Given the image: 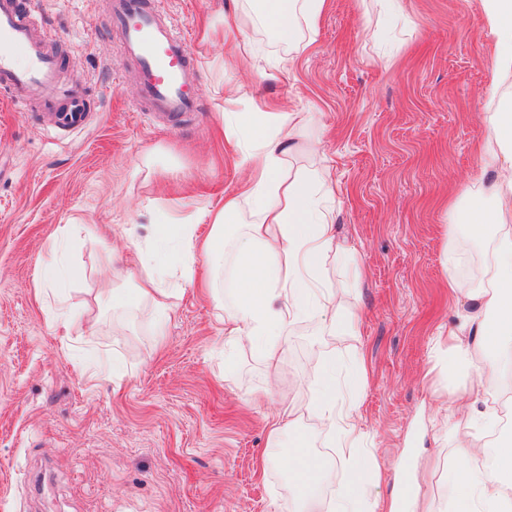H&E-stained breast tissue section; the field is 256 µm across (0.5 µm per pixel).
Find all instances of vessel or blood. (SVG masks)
Listing matches in <instances>:
<instances>
[{"mask_svg": "<svg viewBox=\"0 0 512 512\" xmlns=\"http://www.w3.org/2000/svg\"><path fill=\"white\" fill-rule=\"evenodd\" d=\"M108 25L119 32L122 53L138 64L142 101L150 111L167 117L196 111L188 80L194 59L155 0H111ZM53 40L21 0H0V99L19 112L36 100L57 104L74 123L87 112V101L77 87L60 82Z\"/></svg>", "mask_w": 512, "mask_h": 512, "instance_id": "b4317fda", "label": "vessel or blood"}]
</instances>
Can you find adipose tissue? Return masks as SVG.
Returning <instances> with one entry per match:
<instances>
[{"label": "adipose tissue", "instance_id": "adipose-tissue-1", "mask_svg": "<svg viewBox=\"0 0 512 512\" xmlns=\"http://www.w3.org/2000/svg\"><path fill=\"white\" fill-rule=\"evenodd\" d=\"M483 33L494 52V75L485 92L496 109L485 118L480 147L481 165L473 187L492 209L474 206L468 228L488 241L490 258L480 284L462 280L447 270L448 289L460 308L435 352L449 374L468 370L472 380L448 395L446 430L455 461L448 470L449 512H512V429L506 428L492 397L505 373H512V0H482ZM330 0H246L245 6L224 12L219 22L225 36L240 33L245 19L268 29L283 46L302 41L303 31H316ZM244 111L229 113V135L246 133L242 162L249 176L239 195L208 211L206 238L196 226L173 220L156 225L152 238L140 240L125 228L122 252L108 255V285L97 305L122 306L123 285L136 288L137 299L149 300L150 316L162 324L170 316V291L164 286L166 265H179L192 276L198 261L221 260L227 224L249 203L255 219L235 241L234 305L224 312L228 341L258 347L269 374L282 362L279 336L305 314L338 310L336 292L324 281L325 265L336 251L335 217L322 201L336 195V183L321 162L292 171L288 157L297 148L307 121L302 112H269L257 101ZM336 368L327 365L313 374L305 396L289 399L273 419L271 440L291 435L285 462L288 476L301 488L296 512H399L396 503L380 505L361 490L358 446L365 437L354 420L355 406L336 408ZM321 428L340 432V449L350 466L348 479L332 505L312 494L323 462L312 454L294 430L305 415Z\"/></svg>", "mask_w": 512, "mask_h": 512}]
</instances>
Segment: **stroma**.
Instances as JSON below:
<instances>
[{"mask_svg": "<svg viewBox=\"0 0 512 512\" xmlns=\"http://www.w3.org/2000/svg\"><path fill=\"white\" fill-rule=\"evenodd\" d=\"M223 2L161 0L196 59L198 109L172 122L142 110L137 64L107 23L109 0H36L64 79L82 87L90 110L65 127L55 106L16 112L0 101V512H293L288 474L270 463L269 421L312 362L330 359L382 474L375 482L363 473L370 497L390 501L404 472L410 489L427 492L417 512H448L452 451L431 423L469 378L441 375L433 339L454 309L447 255L479 272L489 254L464 222L491 110L482 0H402L393 26L379 0H331L303 49L244 28L241 39L260 54L282 57L273 79L231 62L232 43L211 25ZM229 83L270 109L287 102L311 113L289 162L305 166L321 147L336 179L337 243L355 249L357 263L332 258L325 279L343 311L360 315V335L301 318L280 339L275 380L258 349L228 352L237 223L223 266L197 263L205 287L172 271L164 328L147 304L104 305L98 330L62 335L60 313L93 304L106 254L122 245L113 228L132 224L147 238L174 215L207 235L205 212L245 181L224 142L222 114L244 108L225 102ZM59 255L81 277L42 286L41 268ZM360 360L363 383L350 376ZM299 430L327 464L320 491L329 496L345 478L338 438L310 415Z\"/></svg>", "mask_w": 512, "mask_h": 512, "instance_id": "obj_1", "label": "stroma"}]
</instances>
